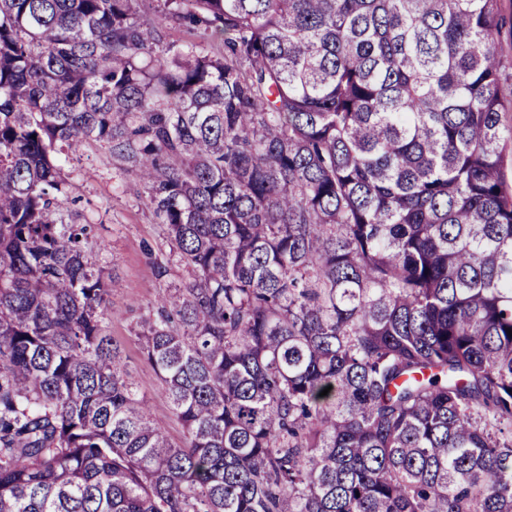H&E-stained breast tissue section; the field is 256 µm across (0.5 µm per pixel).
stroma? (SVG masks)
<instances>
[{
    "label": "stroma",
    "instance_id": "1",
    "mask_svg": "<svg viewBox=\"0 0 512 512\" xmlns=\"http://www.w3.org/2000/svg\"><path fill=\"white\" fill-rule=\"evenodd\" d=\"M65 171L74 185L75 212L81 222L95 225L101 256L111 262L108 332L120 348L122 368L153 418L165 426L174 442H181L183 428L137 336L164 285L156 265L162 247L160 227L134 177L105 149H79Z\"/></svg>",
    "mask_w": 512,
    "mask_h": 512
}]
</instances>
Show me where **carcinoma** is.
<instances>
[{
  "label": "carcinoma",
  "instance_id": "obj_1",
  "mask_svg": "<svg viewBox=\"0 0 512 512\" xmlns=\"http://www.w3.org/2000/svg\"><path fill=\"white\" fill-rule=\"evenodd\" d=\"M137 2L0 0V512H512L499 0ZM84 146L185 272L138 333L180 444ZM65 173L74 185L71 197L77 200L70 208L80 215L81 223L97 224L96 238L103 249L100 258H112L108 333L120 348L124 373L144 397L153 418L180 443L183 428L144 358L136 333L153 313L160 288L182 272L172 267L165 279L158 276L160 227L144 204L135 178L105 149L80 148L66 164Z\"/></svg>",
  "mask_w": 512,
  "mask_h": 512
}]
</instances>
